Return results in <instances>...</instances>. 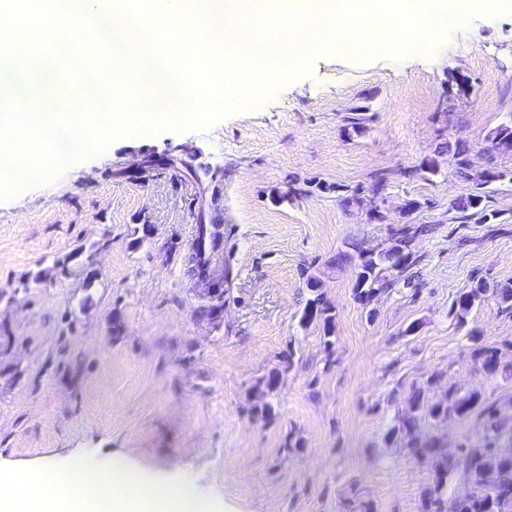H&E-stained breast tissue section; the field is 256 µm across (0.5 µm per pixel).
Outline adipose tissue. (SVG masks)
<instances>
[{
  "mask_svg": "<svg viewBox=\"0 0 512 512\" xmlns=\"http://www.w3.org/2000/svg\"><path fill=\"white\" fill-rule=\"evenodd\" d=\"M0 512H219V504L190 482L150 474L126 456L101 468L74 454L25 473L0 468Z\"/></svg>",
  "mask_w": 512,
  "mask_h": 512,
  "instance_id": "ef3b65f1",
  "label": "adipose tissue"
}]
</instances>
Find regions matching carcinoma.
Segmentation results:
<instances>
[{
    "instance_id": "carcinoma-1",
    "label": "carcinoma",
    "mask_w": 512,
    "mask_h": 512,
    "mask_svg": "<svg viewBox=\"0 0 512 512\" xmlns=\"http://www.w3.org/2000/svg\"><path fill=\"white\" fill-rule=\"evenodd\" d=\"M493 146L500 151H512V125L500 126L491 135ZM412 227L403 226L397 230L400 239L395 245L380 252L356 249L355 266L358 269L354 287L356 299L368 303L379 292L390 288L389 281L379 274L381 266L402 268L412 259L409 242ZM218 245L215 237L207 236L206 228L200 229L192 251L186 258L188 271L195 275L209 273L208 254ZM306 285L311 297L307 300L302 319L309 323L314 319L322 321L327 344H332L335 318L332 307L321 292V280L311 275ZM494 298L500 312L512 314V284H497L490 288L481 282L474 288L460 294L453 302L451 313L458 323L464 324L472 310L489 298ZM477 355L483 368L494 373L499 367L498 351L495 348H479ZM477 393L461 396L450 390L428 406H423L421 391L409 397V412L399 420L397 433L401 435L404 448L415 460L427 464L433 472L432 482L421 492L423 512H512V434L501 436V414L492 404H480ZM484 421L490 433V442L478 453H472L461 446L455 452L436 440L422 441L417 433V413L424 411L435 420L448 417H467L474 410ZM459 476L471 483V493L465 498L448 496V480Z\"/></svg>"
}]
</instances>
